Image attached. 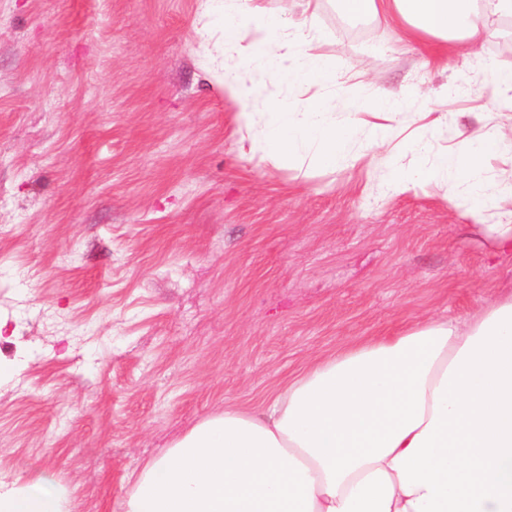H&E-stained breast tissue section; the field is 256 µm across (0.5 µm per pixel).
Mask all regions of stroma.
Wrapping results in <instances>:
<instances>
[{
  "label": "stroma",
  "instance_id": "obj_1",
  "mask_svg": "<svg viewBox=\"0 0 512 512\" xmlns=\"http://www.w3.org/2000/svg\"><path fill=\"white\" fill-rule=\"evenodd\" d=\"M199 0H0V471L50 472L70 512L225 404L311 358L512 295V254L450 186L276 170L237 152ZM310 27L354 100L512 128V17L464 50L322 0Z\"/></svg>",
  "mask_w": 512,
  "mask_h": 512
}]
</instances>
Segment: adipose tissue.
<instances>
[{"instance_id": "ef3b65f1", "label": "adipose tissue", "mask_w": 512, "mask_h": 512, "mask_svg": "<svg viewBox=\"0 0 512 512\" xmlns=\"http://www.w3.org/2000/svg\"><path fill=\"white\" fill-rule=\"evenodd\" d=\"M214 43L208 68L236 101L238 151L276 169L397 163L383 192L454 182L475 229L512 251V218L488 223L501 190L481 169L497 133L468 141L455 169L430 162V140L402 116L335 111L336 81L305 24L321 0H290L271 15L253 0H199ZM348 13L384 19L402 40L458 47L491 33L512 0H343ZM302 78L315 95L298 109L267 92L272 76ZM413 157L414 163L401 161ZM52 474L0 480V512H64ZM125 512H512V295L465 320H426L398 335L347 346L267 391L258 406L225 405L149 459Z\"/></svg>"}]
</instances>
